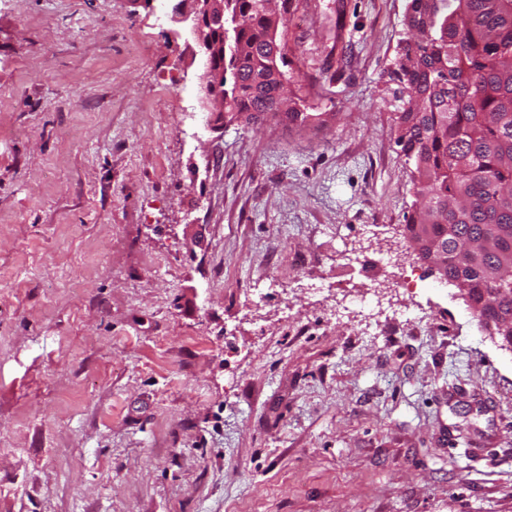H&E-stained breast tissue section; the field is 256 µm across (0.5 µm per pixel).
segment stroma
<instances>
[{"label":"stroma","instance_id":"obj_1","mask_svg":"<svg viewBox=\"0 0 512 512\" xmlns=\"http://www.w3.org/2000/svg\"><path fill=\"white\" fill-rule=\"evenodd\" d=\"M179 4L0 0V512H512V351L407 245L409 0H293L309 118L252 126Z\"/></svg>","mask_w":512,"mask_h":512}]
</instances>
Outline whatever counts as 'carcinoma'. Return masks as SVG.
<instances>
[{
	"label": "carcinoma",
	"instance_id": "1",
	"mask_svg": "<svg viewBox=\"0 0 512 512\" xmlns=\"http://www.w3.org/2000/svg\"><path fill=\"white\" fill-rule=\"evenodd\" d=\"M292 0L269 10L263 0H227L224 121L295 118L280 105L286 43L278 38ZM406 37L398 43L394 74L396 142L412 169L422 203L407 218V237L419 224L448 258V279L467 295L476 317L512 346V291L495 278L512 267V0H409ZM469 243L470 258L456 250Z\"/></svg>",
	"mask_w": 512,
	"mask_h": 512
}]
</instances>
